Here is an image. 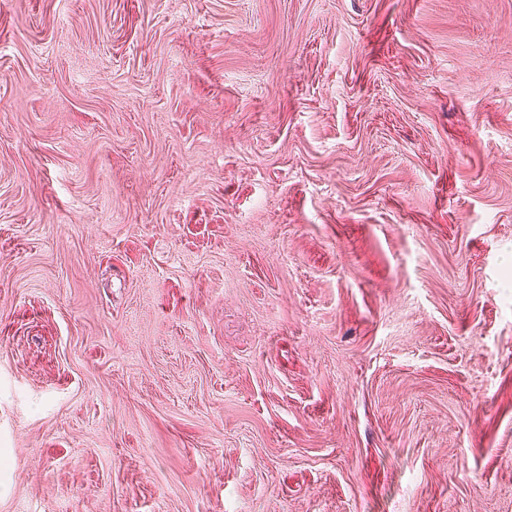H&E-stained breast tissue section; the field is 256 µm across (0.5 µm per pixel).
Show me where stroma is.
I'll use <instances>...</instances> for the list:
<instances>
[{
    "label": "stroma",
    "mask_w": 512,
    "mask_h": 512,
    "mask_svg": "<svg viewBox=\"0 0 512 512\" xmlns=\"http://www.w3.org/2000/svg\"><path fill=\"white\" fill-rule=\"evenodd\" d=\"M0 512H512V0H0Z\"/></svg>",
    "instance_id": "35a3bbf8"
}]
</instances>
